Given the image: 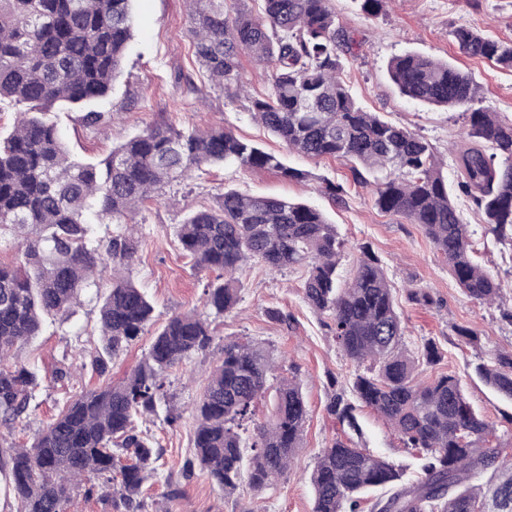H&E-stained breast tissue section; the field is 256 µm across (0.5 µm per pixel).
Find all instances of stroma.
Listing matches in <instances>:
<instances>
[{
	"label": "stroma",
	"mask_w": 512,
	"mask_h": 512,
	"mask_svg": "<svg viewBox=\"0 0 512 512\" xmlns=\"http://www.w3.org/2000/svg\"><path fill=\"white\" fill-rule=\"evenodd\" d=\"M331 6L358 42L353 54L341 59L342 80L366 110L424 135L442 159L444 175L454 173L448 146L462 144L464 121L458 111L421 106L400 95L387 76L392 57L417 51L451 60L472 73L483 105L512 120V70L461 54L450 36L454 28L467 26L512 42V0H388L385 13L376 19L367 18L355 0H331ZM133 14V36L122 72L104 105L116 113V120L88 127L76 112L48 115L74 158H103L146 125L165 122L184 130L197 125L230 129L246 142L283 155L312 178L287 182L269 171L214 166L148 201L132 225L139 248L130 271L154 306L145 333L113 360L105 376H98L90 362L98 346L99 303L95 290H87L67 320L47 322L40 336L16 349L14 364L36 372L38 385L27 418L1 436L0 444L31 443L66 401L82 390L105 381L120 382L171 315L202 308L204 289L213 275L194 268L176 231L189 213L213 205L231 188L249 195L285 196L321 210L344 242L337 267L340 279L350 277L362 250L379 258L406 328L407 349L420 360L426 343H434L440 352L436 363L421 360V379L456 376L470 404L494 425L497 434H512V402L502 399L477 372L478 365L489 362L495 351L512 349V249L484 235L483 215L472 201L461 194L455 197L463 223L474 233L476 260L503 284L500 298L491 305L465 296L419 225L375 206L369 188L354 181L350 163L288 152L252 118V97L263 94L269 85L267 68L242 58L240 76L247 91L237 96L211 83L193 55L185 0H134ZM326 178L344 185L343 199L335 201L323 193ZM236 277L239 302L231 312L213 319L210 348L193 353L167 372L166 394L156 413L136 423L138 432L161 452L157 473L148 479L142 496L143 512H311L310 473L319 453L337 439H352L400 465L407 480H417L423 460L416 450L402 447L384 420L355 403L351 384L359 368L340 349L327 316L305 302L302 271L272 273L251 261ZM419 287L429 291L432 304L408 299V289ZM273 310L283 314V321L270 318ZM461 326L480 331L479 347L461 341L456 334ZM237 339L271 348L284 375L298 378L308 417L302 446L288 472L259 492L252 489L248 473H241L237 491L228 497L202 470L185 473L184 464L193 457V404L205 378L220 363L225 342ZM336 395L353 404L357 428L328 413L327 406ZM172 414L177 421L171 425L167 418ZM171 483L180 494L169 499L165 492Z\"/></svg>",
	"instance_id": "stroma-1"
}]
</instances>
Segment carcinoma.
Returning <instances> with one entry per match:
<instances>
[{
	"label": "carcinoma",
	"mask_w": 512,
	"mask_h": 512,
	"mask_svg": "<svg viewBox=\"0 0 512 512\" xmlns=\"http://www.w3.org/2000/svg\"><path fill=\"white\" fill-rule=\"evenodd\" d=\"M133 0H0V108L16 125L0 135V241L11 237L18 258L0 263V426L27 417L38 379L8 360L39 336L45 321L68 313L98 274L112 269L100 305L103 376L151 320L153 305L129 269L138 251L130 223L141 204L204 167L266 170L290 182L309 174L281 156L224 129L146 126L99 163L70 157L53 110L83 111L98 126L112 114L98 105L119 77L132 38ZM226 0H189L193 53L210 81L243 91L240 58L270 69L269 87L251 100L252 117L289 150L351 163L354 179L372 186L382 212L420 225L473 302L491 304L500 281L474 263L473 232L452 189L484 216V234L512 249V120L478 105L473 77L446 61L408 52L388 64L409 100L459 108L468 146L452 150L457 176L448 184L434 147L410 128L366 111L341 80L340 53L352 48L328 0H262L257 16L226 14ZM464 54L512 67V44L468 27L452 32ZM113 226L101 237L98 226ZM177 238L200 270L216 273L205 306L219 317L238 303L234 272L249 261L273 271L304 270L306 302L331 319L336 342L351 360L369 363L356 375L357 399L384 418L405 448L421 452L424 477L403 480L389 460L351 441L322 450L311 474L312 512H359L362 495L390 487L378 512H512V441L494 433L467 400L460 380H416V360L403 349L405 328L379 260L359 258L349 281L338 279L344 244L323 213L286 197L227 190L192 212ZM208 317L171 316L140 364L118 384L106 382L69 401L28 447L0 448V479L14 494V512H67L74 494L97 495L119 512H141L143 484L158 470L159 452L134 421L156 412L165 375L208 349ZM276 365L261 343H224V356L195 404L194 460L224 493L236 490L243 463L261 491L287 471L301 447L308 409L300 383L281 377L273 411L248 432L255 402L271 387ZM491 385L512 400V351L482 366ZM492 470L494 481L471 480Z\"/></svg>",
	"instance_id": "obj_1"
}]
</instances>
